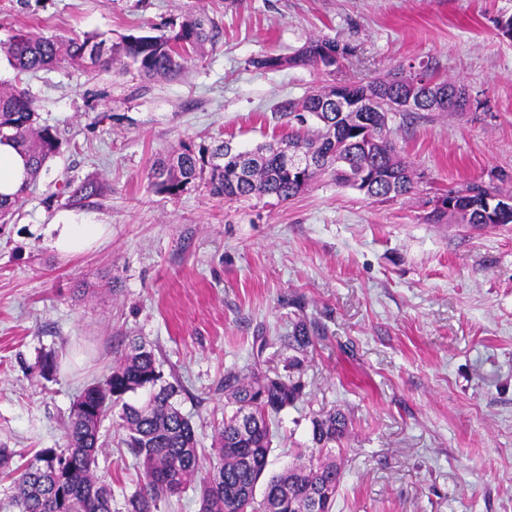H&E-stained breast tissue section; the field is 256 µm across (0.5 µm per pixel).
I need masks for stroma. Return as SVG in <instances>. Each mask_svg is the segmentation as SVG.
I'll list each match as a JSON object with an SVG mask.
<instances>
[{"instance_id": "35a3bbf8", "label": "stroma", "mask_w": 512, "mask_h": 512, "mask_svg": "<svg viewBox=\"0 0 512 512\" xmlns=\"http://www.w3.org/2000/svg\"><path fill=\"white\" fill-rule=\"evenodd\" d=\"M206 13L215 44L151 80L68 64L21 79L61 147L0 223V447L30 455L64 443L80 392L135 341L153 349L203 447L233 406L230 372L301 381L273 426L270 472L311 447V421L340 410L344 478L334 512H512V224L429 221L430 202L478 181L512 197V0H0V44L46 35L171 33ZM327 37L351 54L334 75L258 69ZM463 87L466 112H417L391 137L415 170L411 194L371 198L329 177L287 201L227 202L197 181L155 192L154 161L191 144L239 150L288 131L289 102L342 82L422 68ZM106 187L84 215L111 227L63 257L46 227L63 178ZM317 323L306 350L285 336ZM59 356L56 379L40 373ZM97 475L121 507L135 461L112 426Z\"/></svg>"}]
</instances>
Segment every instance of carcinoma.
<instances>
[{
	"label": "carcinoma",
	"mask_w": 512,
	"mask_h": 512,
	"mask_svg": "<svg viewBox=\"0 0 512 512\" xmlns=\"http://www.w3.org/2000/svg\"><path fill=\"white\" fill-rule=\"evenodd\" d=\"M218 34L208 15L195 13L186 15L169 35L129 33L116 45L95 34L57 37L18 29L5 53L18 75L67 62L104 71L133 65L148 78H171L191 52L215 43ZM349 55L348 46L316 38L288 58H256L252 65L257 69L306 65L332 74ZM429 83L448 95V105L440 111H466V90L426 69L333 85L289 102L288 133L249 151L250 159L224 141L206 153L183 143L158 158L149 179L156 191L177 196L207 170V188L214 197L232 201L266 195L287 201L327 171L337 184L371 197L408 195L414 188L413 173L388 137V121L397 114L409 115L398 106L410 94L420 98L417 111H435L426 92ZM362 118L375 132L369 140L354 133ZM2 140L24 153L33 178L59 152L58 137L50 126L40 123L33 97L17 81L0 82ZM286 146L311 154L314 167L301 176L292 172L283 153ZM102 192L97 181L66 179L49 201L62 198L65 206L81 208ZM493 195L484 183L470 182L446 194L452 209H434L430 217L440 222L454 217L457 209H467L469 223L487 224L492 216L485 200ZM314 330L303 322L296 324L288 347H307ZM143 389L149 391L144 403L127 401V396ZM224 391L235 410L215 427L210 453L205 454L190 417L173 402L179 384L163 379L152 349L143 343L134 345L73 402L64 447L41 448L16 468L12 467L16 452L0 448V480L11 481L12 487L9 505L15 512H116L112 485L97 476L101 427L110 417L135 460L137 489L124 499L121 512H162L189 489L195 494L198 512H333L342 479L335 445L347 432V416L334 410L313 418L308 462L288 465L269 476L271 424L282 410L296 405L303 385L256 373H230L224 377Z\"/></svg>",
	"instance_id": "carcinoma-1"
}]
</instances>
